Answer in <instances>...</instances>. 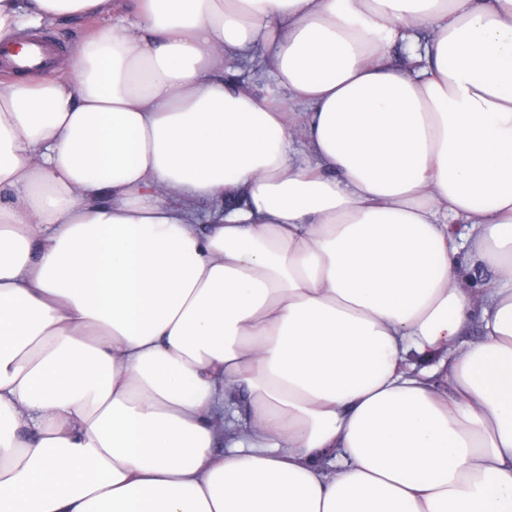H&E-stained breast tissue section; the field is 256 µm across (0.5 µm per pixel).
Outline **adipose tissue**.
Returning <instances> with one entry per match:
<instances>
[{"mask_svg":"<svg viewBox=\"0 0 512 512\" xmlns=\"http://www.w3.org/2000/svg\"><path fill=\"white\" fill-rule=\"evenodd\" d=\"M129 6L0 0L103 21L0 80V512H512V0ZM234 75L236 78L256 89H265L276 91L275 83L272 77L262 71L259 67L239 68L236 64H232Z\"/></svg>","mask_w":512,"mask_h":512,"instance_id":"adipose-tissue-1","label":"adipose tissue"}]
</instances>
